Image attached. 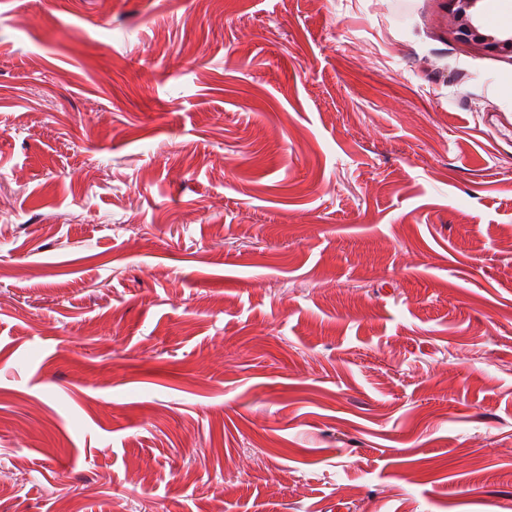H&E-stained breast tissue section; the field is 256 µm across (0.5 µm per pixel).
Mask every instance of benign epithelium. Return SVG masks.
I'll use <instances>...</instances> for the list:
<instances>
[{
    "mask_svg": "<svg viewBox=\"0 0 512 512\" xmlns=\"http://www.w3.org/2000/svg\"><path fill=\"white\" fill-rule=\"evenodd\" d=\"M483 0H448V30L459 41L490 54L512 57V26L490 27L482 20Z\"/></svg>",
    "mask_w": 512,
    "mask_h": 512,
    "instance_id": "obj_1",
    "label": "benign epithelium"
}]
</instances>
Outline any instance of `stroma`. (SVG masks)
<instances>
[{"label": "stroma", "mask_w": 512, "mask_h": 512, "mask_svg": "<svg viewBox=\"0 0 512 512\" xmlns=\"http://www.w3.org/2000/svg\"><path fill=\"white\" fill-rule=\"evenodd\" d=\"M509 116L448 0H0V512H512Z\"/></svg>", "instance_id": "obj_1"}]
</instances>
